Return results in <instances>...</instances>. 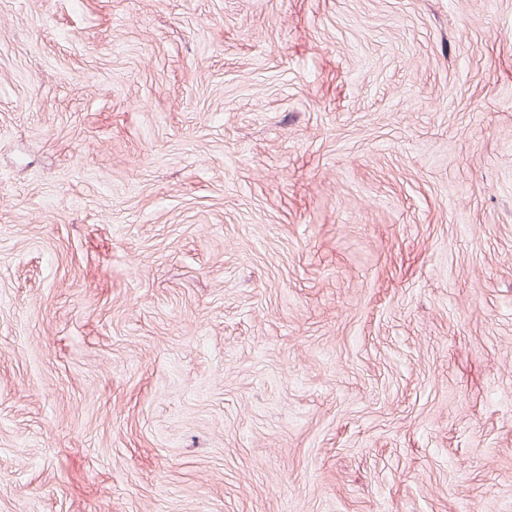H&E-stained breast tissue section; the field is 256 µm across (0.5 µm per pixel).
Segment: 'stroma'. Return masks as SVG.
Instances as JSON below:
<instances>
[{"label": "stroma", "mask_w": 512, "mask_h": 512, "mask_svg": "<svg viewBox=\"0 0 512 512\" xmlns=\"http://www.w3.org/2000/svg\"><path fill=\"white\" fill-rule=\"evenodd\" d=\"M0 512H512V0H0Z\"/></svg>", "instance_id": "obj_1"}]
</instances>
